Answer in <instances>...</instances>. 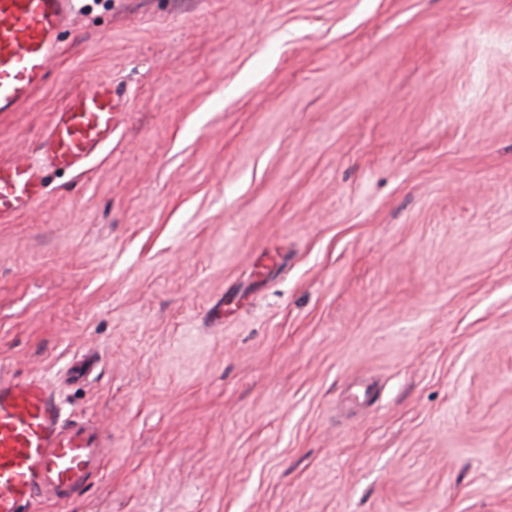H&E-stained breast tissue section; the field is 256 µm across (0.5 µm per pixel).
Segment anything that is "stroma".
<instances>
[{"label":"stroma","mask_w":512,"mask_h":512,"mask_svg":"<svg viewBox=\"0 0 512 512\" xmlns=\"http://www.w3.org/2000/svg\"><path fill=\"white\" fill-rule=\"evenodd\" d=\"M60 42L0 156L125 105L0 224V376L106 470L29 512H512V0H74Z\"/></svg>","instance_id":"35a3bbf8"}]
</instances>
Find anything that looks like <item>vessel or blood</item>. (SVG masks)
I'll return each mask as SVG.
<instances>
[{
  "label": "vessel or blood",
  "instance_id": "1",
  "mask_svg": "<svg viewBox=\"0 0 512 512\" xmlns=\"http://www.w3.org/2000/svg\"><path fill=\"white\" fill-rule=\"evenodd\" d=\"M72 9L73 0H0V112L31 104ZM115 122L111 81H92L53 112L38 158L0 157V224L14 223L43 200L49 171H83L111 144ZM104 456L93 433L64 420L45 378H0V512H26L39 498L66 507L88 492Z\"/></svg>",
  "mask_w": 512,
  "mask_h": 512
}]
</instances>
